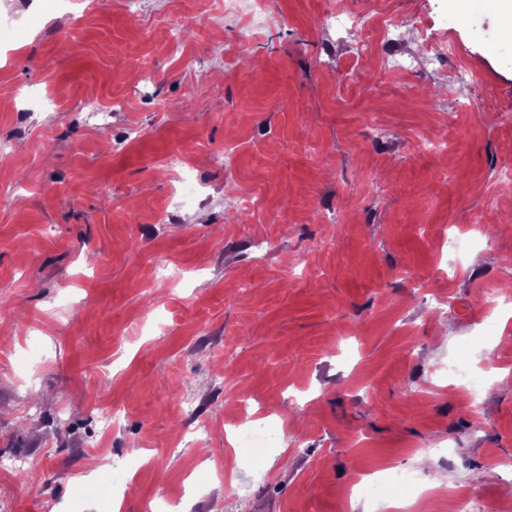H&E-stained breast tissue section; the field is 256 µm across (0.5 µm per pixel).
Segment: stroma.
Segmentation results:
<instances>
[{
  "label": "stroma",
  "instance_id": "stroma-1",
  "mask_svg": "<svg viewBox=\"0 0 512 512\" xmlns=\"http://www.w3.org/2000/svg\"><path fill=\"white\" fill-rule=\"evenodd\" d=\"M0 0V469L11 512L77 499L130 446L119 512H399L365 479L512 508V41L496 0ZM373 17L371 54L325 24ZM473 12L428 56L422 33ZM421 18L386 71L387 19ZM250 54H239L240 46ZM53 100L29 109L31 88ZM109 110L108 128L83 119ZM447 138L446 154L419 149ZM181 153L201 196L179 197ZM496 310L494 335L486 315ZM503 374L479 409L446 369ZM192 395L211 423L182 439ZM122 410L104 432L101 414ZM296 435L258 458L225 432ZM452 459L417 462L420 444Z\"/></svg>",
  "mask_w": 512,
  "mask_h": 512
}]
</instances>
